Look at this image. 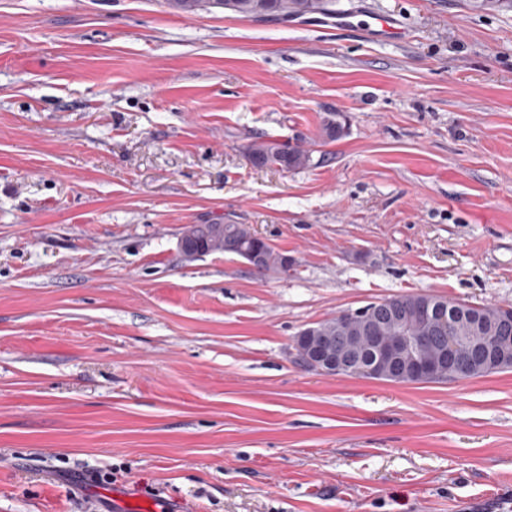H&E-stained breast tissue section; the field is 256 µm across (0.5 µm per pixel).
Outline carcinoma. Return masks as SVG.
Here are the masks:
<instances>
[{"mask_svg": "<svg viewBox=\"0 0 512 512\" xmlns=\"http://www.w3.org/2000/svg\"><path fill=\"white\" fill-rule=\"evenodd\" d=\"M336 5L337 0H167V6L178 13L223 9L244 18L260 19L334 15L338 12ZM343 133L340 114L327 113L321 121L322 140L335 141ZM247 157L258 167L275 166L291 171L309 166L312 154L301 141L282 143L257 137L247 146ZM181 239L196 243L211 253H224L232 244L246 251L258 249L262 255L259 271H284L285 255L247 224H188L183 227ZM425 299L441 306V310L430 314L426 321L410 314L415 303ZM372 317L376 318L380 332L385 336H397L405 326L418 335L426 322L440 325L441 330L424 349V355L430 359L440 358L443 337H457L456 360L446 363V381L512 370V341L488 351L503 318L512 322V305L475 306L434 294L414 293L343 310L314 323V326L321 334L337 338L346 356L360 363L371 356L369 337L361 334V328L363 321Z\"/></svg>", "mask_w": 512, "mask_h": 512, "instance_id": "obj_1", "label": "carcinoma"}]
</instances>
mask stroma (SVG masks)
<instances>
[{
  "label": "stroma",
  "instance_id": "1",
  "mask_svg": "<svg viewBox=\"0 0 512 512\" xmlns=\"http://www.w3.org/2000/svg\"><path fill=\"white\" fill-rule=\"evenodd\" d=\"M312 16L0 0V512H512V370L305 368L312 323L395 295L512 304V0ZM340 113L344 136L319 125ZM305 139L310 166L247 144ZM291 259L186 260L188 224ZM372 21L366 22L365 30L367 34L374 38L391 37L402 39L406 36V31L386 17H369ZM311 153V149L298 140L294 143H282L256 137L247 146V157L254 166H275L283 171L306 168L310 165ZM181 240L196 243V247L186 242L180 243L184 252L191 253L192 258H201L210 253H227L228 245L236 244L241 250L259 249L262 255L249 254L248 262L251 268L260 266L257 271L288 272L284 269V263L290 266L288 256L276 251L264 238L258 236L247 224H188L184 226ZM203 248V249H202ZM205 249V250H204ZM286 257V261H285ZM112 499V502L116 504L120 510H129L130 505L134 502V498L131 495L121 494L113 489L107 490H93L90 492L87 503L88 510L93 512H100V506L103 501Z\"/></svg>",
  "mask_w": 512,
  "mask_h": 512
}]
</instances>
